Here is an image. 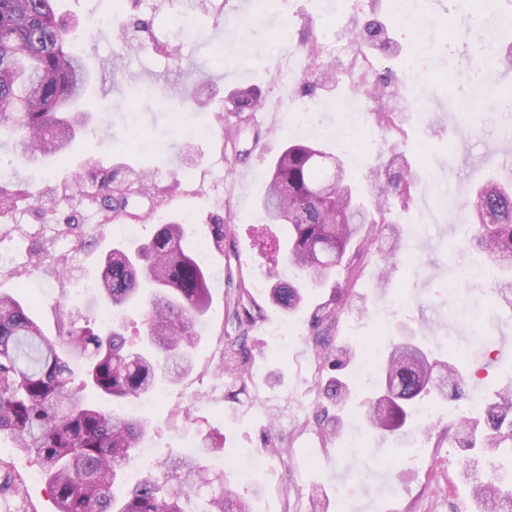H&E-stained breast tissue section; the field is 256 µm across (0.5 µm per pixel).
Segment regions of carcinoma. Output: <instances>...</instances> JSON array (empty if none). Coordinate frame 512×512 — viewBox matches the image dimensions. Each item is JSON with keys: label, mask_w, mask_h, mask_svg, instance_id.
<instances>
[{"label": "carcinoma", "mask_w": 512, "mask_h": 512, "mask_svg": "<svg viewBox=\"0 0 512 512\" xmlns=\"http://www.w3.org/2000/svg\"><path fill=\"white\" fill-rule=\"evenodd\" d=\"M55 0H0V134L14 137L17 160L36 165L68 153L85 129L91 70L70 48L75 29L58 20ZM300 48L322 66L318 40L308 34ZM262 103L261 91L239 86L228 97V111L251 112ZM384 182L387 197H409L416 173L392 152L390 163L370 170ZM347 172L336 155L313 145L292 144L274 160L260 199L270 224L288 225L286 259L294 275L275 279L270 303L287 315L308 310L309 291L331 288L326 301L309 316L318 362L320 394L344 408L355 385L347 369L356 358L350 344L336 345L335 334L346 304L367 267L373 246L392 259L404 247L399 226L385 224V206L357 200L346 183ZM87 188V199L101 223L128 215L137 198L156 204L168 189L159 188L145 170H105L90 163L64 181L62 190ZM58 188H53L56 193ZM29 192L0 186V218ZM384 228L379 230L377 225ZM469 243L485 252L500 271L501 288H512V183L484 181L465 212ZM183 224L157 225L153 236L131 250L112 249L104 261L96 306L112 311L102 330L69 328L58 341L43 336L27 308L0 295V435L39 466L56 512H184L182 501L196 494L185 469L198 461L176 457L167 465L164 485L148 476L124 494L116 493L119 471L147 436L143 415L105 412L88 402L94 389L119 400L137 399L174 383L192 366L190 349L196 326L211 306L207 269L187 247ZM146 304V334L134 350L123 333L124 310ZM226 313L235 335L224 338V371L235 393L250 380L248 335L261 308L244 282L226 294ZM385 387L367 406L365 420L382 437L409 429L414 406L434 394L469 399V371L450 356L436 359L422 346L403 341L378 357ZM512 391L488 403L484 417L457 425V443L473 460L486 450L512 456ZM328 441L342 434L341 416L315 419ZM460 478L470 487L477 512H512V489L501 486L494 466L477 471L465 466ZM23 481L0 460V496L23 495ZM197 512H252V498L224 480L223 488L200 497Z\"/></svg>", "instance_id": "1"}]
</instances>
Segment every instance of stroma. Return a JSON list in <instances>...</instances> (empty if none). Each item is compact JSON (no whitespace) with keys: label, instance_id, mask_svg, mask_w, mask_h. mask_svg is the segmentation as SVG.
Returning a JSON list of instances; mask_svg holds the SVG:
<instances>
[{"label":"stroma","instance_id":"35a3bbf8","mask_svg":"<svg viewBox=\"0 0 512 512\" xmlns=\"http://www.w3.org/2000/svg\"><path fill=\"white\" fill-rule=\"evenodd\" d=\"M226 0L223 11H205L198 0H128L123 20L129 38L146 51L118 54L113 31L89 27V19L109 11V0H58V15L77 20L83 34L80 54L92 65L89 87L93 105L86 132L78 136L65 160L47 159L22 170L29 190L61 184L95 161L103 166H151L156 182L175 184L157 209L139 201L138 241H146L157 224L174 218L191 225V248H202L212 303L197 336L194 367L168 385L149 414L150 435L142 448L160 465L180 453L184 437L211 438L225 445L222 453L197 449L208 477L231 473L236 457L252 452L264 469L251 481L235 480L239 492L264 486L255 512H375L381 503L394 512H471L468 486L459 473L465 452L448 436L461 409L458 403L427 400L431 417L420 420L408 443L375 437L364 420L371 399L362 389L345 408L344 433L322 442L314 431L297 432L316 410L338 413L316 390L305 316H288L267 302L271 273L280 271L284 253L277 243L283 228L261 218L258 201L272 161L291 142H316L343 160L354 194L371 202L376 185L369 171L386 164L391 145L420 169L409 203L390 199L386 219L406 231V253L384 279L366 271L357 294L342 315L337 338L357 344V365L369 368L377 352L406 336L422 337L437 354L452 353L471 373L470 388L485 402L496 391L512 387V357L501 355L499 339L512 336V305L485 279L489 257L465 243L459 219L476 185L488 176H512V112L501 111L488 93L493 57L474 56L471 41L491 20L487 0H421L435 19L430 31L433 66L427 75L424 102L434 110L430 123L402 96L397 79L406 56L419 42L408 29L396 0ZM140 18L148 28L137 27ZM383 29L388 46L374 54L387 75L378 101L355 95L348 79L337 75L324 83L322 73L297 57L301 75L289 90H280L273 72L284 64L287 49L280 30L300 41L304 28L363 29L366 22ZM223 51L224 66L215 70L211 57ZM199 85L208 109L184 103L172 115L166 102L181 86ZM240 85L260 89L268 112L263 123L240 120L225 112L224 99ZM357 99L361 112L355 143L337 136L330 122L315 123L312 113L336 102ZM467 111L452 108L456 99ZM399 112L400 128L377 126L379 112ZM76 216L83 241L55 238L59 218ZM223 219L230 231L223 251L210 248V225ZM123 236L103 224L79 190L58 195L55 203L20 202L0 224V293L18 296L33 309L44 336L56 339L60 323L98 327L91 309L92 285L101 279L102 262ZM243 275L264 307L250 333L252 382L232 396L218 367L223 360L224 297L230 277ZM291 444L272 453L271 419ZM13 472L28 485L21 500L0 504V512H54L44 481H30L37 465L15 455Z\"/></svg>","mask_w":512,"mask_h":512}]
</instances>
